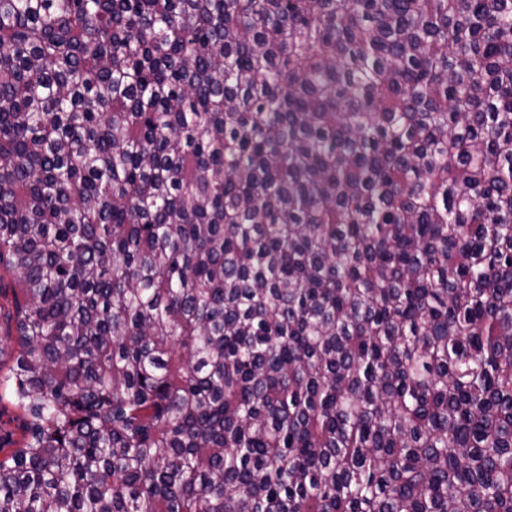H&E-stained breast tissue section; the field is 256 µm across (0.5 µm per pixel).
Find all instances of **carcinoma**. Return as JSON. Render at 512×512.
<instances>
[{
	"label": "carcinoma",
	"mask_w": 512,
	"mask_h": 512,
	"mask_svg": "<svg viewBox=\"0 0 512 512\" xmlns=\"http://www.w3.org/2000/svg\"><path fill=\"white\" fill-rule=\"evenodd\" d=\"M0 512H512V0H0ZM23 424L22 413L7 402L0 405V436H10L13 440H19L21 426Z\"/></svg>",
	"instance_id": "obj_1"
}]
</instances>
